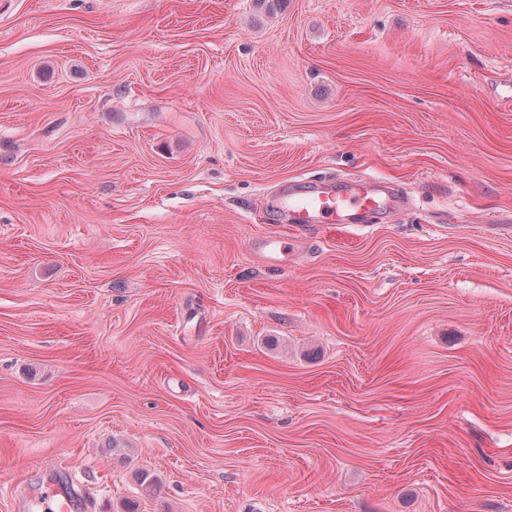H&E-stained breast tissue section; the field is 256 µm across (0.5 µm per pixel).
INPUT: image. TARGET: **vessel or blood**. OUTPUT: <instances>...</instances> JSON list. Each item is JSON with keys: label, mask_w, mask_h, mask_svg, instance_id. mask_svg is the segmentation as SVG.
I'll use <instances>...</instances> for the list:
<instances>
[{"label": "vessel or blood", "mask_w": 512, "mask_h": 512, "mask_svg": "<svg viewBox=\"0 0 512 512\" xmlns=\"http://www.w3.org/2000/svg\"><path fill=\"white\" fill-rule=\"evenodd\" d=\"M400 200L391 185L376 181L335 184L304 181L290 184L272 203V209L286 213L294 224H358L363 215L396 210ZM262 261L281 265L288 254V241L265 237L256 245ZM28 512H73L74 502L56 482L47 481L27 505Z\"/></svg>", "instance_id": "obj_1"}]
</instances>
